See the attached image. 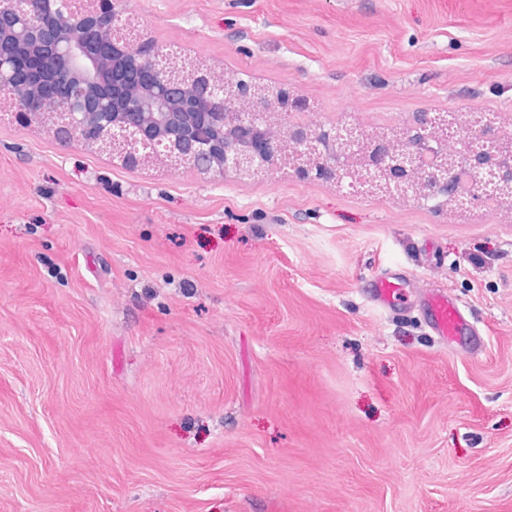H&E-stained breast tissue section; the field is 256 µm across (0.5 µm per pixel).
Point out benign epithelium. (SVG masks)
<instances>
[{
    "mask_svg": "<svg viewBox=\"0 0 512 512\" xmlns=\"http://www.w3.org/2000/svg\"><path fill=\"white\" fill-rule=\"evenodd\" d=\"M140 36L121 0H0V112L63 145L108 151L126 167L205 170L259 179L274 172L385 195L435 212L512 211V138L479 127L493 148L448 136L446 112L399 129L309 118V102L218 72Z\"/></svg>",
    "mask_w": 512,
    "mask_h": 512,
    "instance_id": "1",
    "label": "benign epithelium"
}]
</instances>
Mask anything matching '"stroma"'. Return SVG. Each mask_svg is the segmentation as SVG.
<instances>
[{
  "mask_svg": "<svg viewBox=\"0 0 512 512\" xmlns=\"http://www.w3.org/2000/svg\"><path fill=\"white\" fill-rule=\"evenodd\" d=\"M126 8L326 126L512 133V0ZM385 269L468 331L374 306ZM0 512H512V212L131 170L0 116ZM370 300L376 306L387 307L403 288H415L420 306L429 316V326L444 339L457 336L469 327L460 307L446 293L435 288H419L414 283L388 272L379 273L373 280Z\"/></svg>",
  "mask_w": 512,
  "mask_h": 512,
  "instance_id": "35a3bbf8",
  "label": "stroma"
}]
</instances>
